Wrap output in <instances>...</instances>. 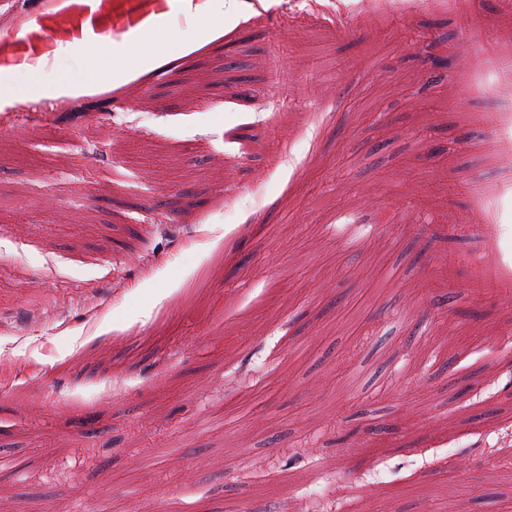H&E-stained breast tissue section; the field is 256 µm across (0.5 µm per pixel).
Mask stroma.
Instances as JSON below:
<instances>
[{"mask_svg": "<svg viewBox=\"0 0 512 512\" xmlns=\"http://www.w3.org/2000/svg\"><path fill=\"white\" fill-rule=\"evenodd\" d=\"M84 3L0 62V512H512V0ZM66 2L62 7L45 14L40 30L32 32L31 39L44 40L47 44L54 45L60 34H71L73 29L82 26V4L79 1ZM124 0H99L98 18L103 28L119 31L126 25L127 15L119 7ZM57 85L59 95H75L88 90L102 91L108 87V81L106 73L103 71L99 82L94 85L84 84L70 77L60 78Z\"/></svg>", "mask_w": 512, "mask_h": 512, "instance_id": "1", "label": "stroma"}]
</instances>
